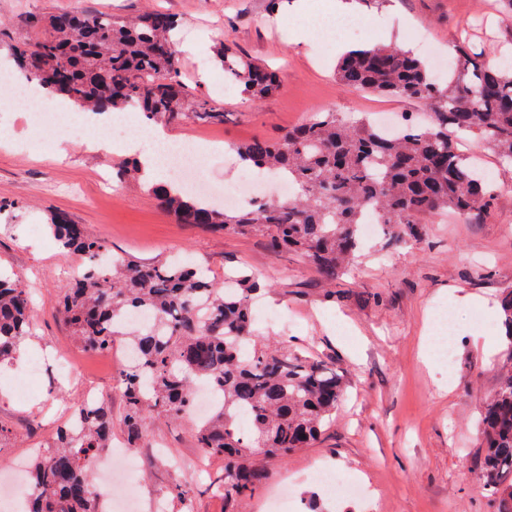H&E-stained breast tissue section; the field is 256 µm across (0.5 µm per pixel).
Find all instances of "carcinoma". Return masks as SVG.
Instances as JSON below:
<instances>
[{
    "label": "carcinoma",
    "mask_w": 512,
    "mask_h": 512,
    "mask_svg": "<svg viewBox=\"0 0 512 512\" xmlns=\"http://www.w3.org/2000/svg\"><path fill=\"white\" fill-rule=\"evenodd\" d=\"M173 26V18L159 11L130 25L60 11L49 16L37 39L8 47L26 79L52 95L100 110L133 107L152 123L172 122L190 106ZM483 56L482 49L460 42L454 66L435 76L423 59L392 45L345 53L336 72L343 87L418 103L431 118L410 119L387 134L366 118L345 121L320 112L274 141L234 146L239 161L296 185V196L286 203L223 209L174 182L148 189L179 223L239 235L261 232L272 250L301 253L334 284L360 249L369 208L378 211L393 245L420 237L421 225L435 216L455 214L469 222L491 211L498 188L458 142L474 136L512 164V70ZM220 61L249 101L278 86L274 72L228 46ZM194 116L224 123V113L205 103ZM49 228L64 252L84 260L59 305L73 335L100 351L112 348L116 337H128L135 362L119 388L129 447L144 440L147 416L188 414L196 384L220 390L223 402L196 424L194 438L209 458L224 460L216 487L230 512L267 478L257 454L285 457L318 441L344 392V375L254 333L251 300L260 284L251 272H232L236 287L228 289L189 261L121 258L105 265V242L65 213L52 214ZM29 303L27 289L0 277V363L31 337ZM480 425V481L495 512H512V364L484 403ZM111 440V406L74 402L67 425L35 459L37 494L29 512H102L86 465Z\"/></svg>",
    "instance_id": "carcinoma-1"
}]
</instances>
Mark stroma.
Returning <instances> with one entry per match:
<instances>
[{"label": "stroma", "instance_id": "stroma-1", "mask_svg": "<svg viewBox=\"0 0 512 512\" xmlns=\"http://www.w3.org/2000/svg\"><path fill=\"white\" fill-rule=\"evenodd\" d=\"M306 2L310 10L303 14L297 0H0V31L13 40L29 38L60 10L108 14L126 24L157 10L172 14L183 82L193 98L224 114L218 125L190 117L166 124L167 133L182 141L211 136L229 147L273 140L322 110L345 117L382 110L398 118L421 114V106L407 100L345 89L336 78V51L315 24L328 0ZM354 10L369 44L418 51L422 32L447 57L463 38L494 60L512 50V15L500 13L498 0H356ZM297 29L307 34L298 43L291 38ZM225 43L278 70V90L246 100L224 79L218 56ZM29 111L16 84H0V268L31 294L34 325L20 356L0 364V476L15 463L32 464L33 449L53 444L72 401L89 384L112 407L113 441L123 439L124 401L114 391L125 371L122 343L104 358L58 315L62 289L79 265L48 232L51 213L62 212L122 258L182 256L218 279L230 269L253 271L265 285L252 305L260 335L308 349L343 371L347 388L320 440L285 458H265V482L238 499L234 512H264L287 484L294 489L288 512H494L477 470L478 418L500 385L507 354L501 320L487 309L512 289L511 165L470 140L463 152L481 157L500 185L489 215L468 223L440 216L425 225L420 241L388 251L368 240L331 287L303 255L273 252L264 236L178 223L145 186L116 179L127 153L88 150L87 131L75 137L59 128L34 136ZM59 139L69 145L61 161L50 151ZM102 172L111 174L110 184L99 180ZM442 307L459 315L449 364L440 354ZM61 352L84 370L86 382L57 385L47 369L29 397L18 399L13 378L25 374L33 357ZM145 427L146 441L137 449L148 460L139 486L141 512L171 504L178 484L191 490L187 512H224L223 496L210 487L223 475V461H210L202 475L191 465L198 453L192 418L152 416ZM323 465L353 473L370 494L358 499L340 489L326 497L315 478Z\"/></svg>", "mask_w": 512, "mask_h": 512}]
</instances>
